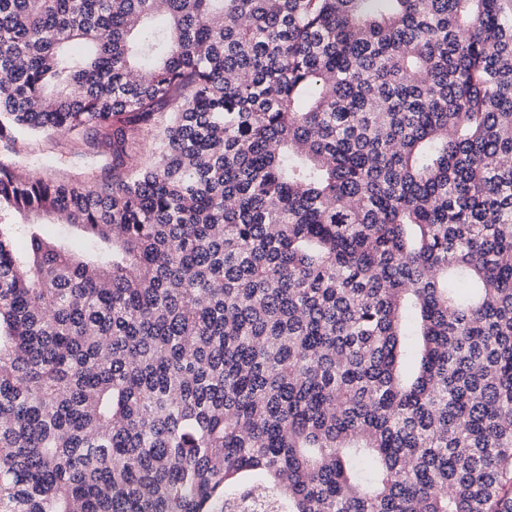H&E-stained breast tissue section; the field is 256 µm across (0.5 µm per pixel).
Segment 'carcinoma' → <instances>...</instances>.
<instances>
[{
  "instance_id": "carcinoma-1",
  "label": "carcinoma",
  "mask_w": 512,
  "mask_h": 512,
  "mask_svg": "<svg viewBox=\"0 0 512 512\" xmlns=\"http://www.w3.org/2000/svg\"><path fill=\"white\" fill-rule=\"evenodd\" d=\"M253 506L512 512V0H0V512ZM72 136L66 132L49 135L30 136L22 140L18 149L23 172H33L43 177L76 179L86 185H96L101 181L102 168L107 162L105 157L80 155L72 148ZM51 157L53 163L49 168H40L37 160Z\"/></svg>"
}]
</instances>
